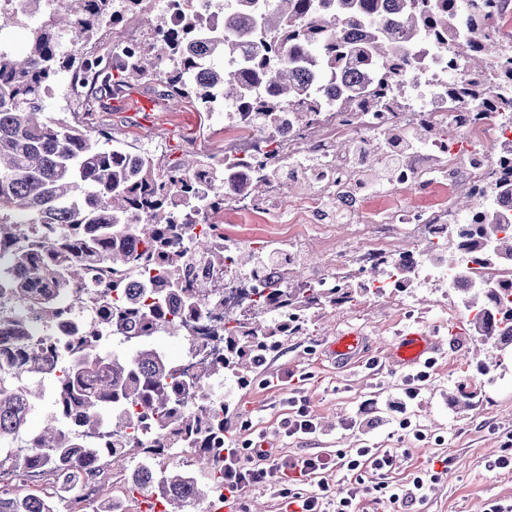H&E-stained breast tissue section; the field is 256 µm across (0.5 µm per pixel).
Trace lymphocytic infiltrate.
Returning a JSON list of instances; mask_svg holds the SVG:
<instances>
[{
	"mask_svg": "<svg viewBox=\"0 0 512 512\" xmlns=\"http://www.w3.org/2000/svg\"><path fill=\"white\" fill-rule=\"evenodd\" d=\"M393 463V452L379 448H354L333 460L317 453L304 454L285 462L268 450L251 448L225 455L224 483L242 491L274 486L285 506L296 507L297 512H354L361 489L354 487L344 496H336L329 482L322 479V471L336 465L352 475L369 469L383 478L391 472ZM438 477V470L431 467L413 479L412 491L403 493L382 481L373 486L372 492L378 502L396 505L401 512H406L408 507L424 499L427 487ZM311 479L316 480V488L303 489V482Z\"/></svg>",
	"mask_w": 512,
	"mask_h": 512,
	"instance_id": "1",
	"label": "lymphocytic infiltrate"
}]
</instances>
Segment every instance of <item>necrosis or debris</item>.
I'll list each match as a JSON object with an SVG mask.
<instances>
[{
    "label": "necrosis or debris",
    "instance_id": "4bbe7bcc",
    "mask_svg": "<svg viewBox=\"0 0 512 512\" xmlns=\"http://www.w3.org/2000/svg\"><path fill=\"white\" fill-rule=\"evenodd\" d=\"M420 74L405 88L394 111L336 110L309 121L285 109L273 125L231 124L224 128V159L209 177L194 179L198 199L216 184L225 189L226 226L251 229L250 247L264 246L260 225L275 230L288 262L303 265L305 278L323 288H377L403 292L410 288H450L471 293L503 288L512 304V260L483 264L475 232L456 241L457 264H439L432 252L448 241L449 226L459 224L455 190L466 185L479 210H495L505 235H512V197L497 194L502 168L512 161V117L483 112L467 100L448 94V71L458 63L447 48L422 42L408 51ZM427 127L426 138L412 135ZM393 163L397 181L382 195L371 190L369 167ZM309 165L310 188L276 204L275 192L257 198L243 183L249 171H278ZM331 234L347 232L323 263L311 258L313 242L306 227ZM191 280L206 281L230 311L244 312L247 295L257 288L282 285L281 266L267 265L258 277L198 258ZM212 320L189 318L185 341L190 352L181 361L185 378L204 375L216 343Z\"/></svg>",
    "mask_w": 512,
    "mask_h": 512
}]
</instances>
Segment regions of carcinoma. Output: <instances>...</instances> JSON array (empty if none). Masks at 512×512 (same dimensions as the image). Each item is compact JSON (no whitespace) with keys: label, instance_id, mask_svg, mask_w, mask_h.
<instances>
[{"label":"carcinoma","instance_id":"1","mask_svg":"<svg viewBox=\"0 0 512 512\" xmlns=\"http://www.w3.org/2000/svg\"><path fill=\"white\" fill-rule=\"evenodd\" d=\"M65 6L37 18L27 51L0 52V467L17 460L27 473L42 475L75 469L95 473L103 460L113 473L132 470L141 453L157 458L173 448L189 451L228 432L231 403L214 402L211 381L233 379L245 385L286 337L305 330L317 306L351 299L367 288L259 289L245 315L224 311L210 299L201 281L182 285L190 256L173 247L170 228L186 201L195 197L190 178L206 169L201 161L162 163L153 156L125 148L105 125L93 132L64 119L49 120L42 94L62 71L88 90L86 105L105 111V101L134 82L161 78L164 95L175 103L194 99L211 111L222 98L233 108L229 117L241 123L266 121L287 105L317 117L336 103L375 109L394 104V90L414 80L405 49L426 33L461 61L448 89L469 101L493 99L498 111L512 114V57L491 42L473 45L453 41L460 25L459 0H273L270 8L256 0H234L224 7V28L199 40L193 9L167 31L117 57L100 63L85 55L58 52L61 39L90 42L124 16L139 18L151 0H64ZM499 0H472L471 26H491ZM254 49L243 72L218 68L240 57L247 43ZM285 182L268 173L246 183L261 193ZM68 224L70 238L50 244L36 235L39 225ZM480 227L499 253L512 259V237H498L500 225L488 213ZM211 225L195 236L196 254L223 261L211 248ZM279 256L254 249L236 252L233 264L254 270ZM135 266L152 287L131 290L117 278ZM104 289L97 318L84 325L81 340L70 347L56 369V415L39 432L26 430L38 393L27 386L31 373L42 372L53 347L38 341L26 350L18 340L46 336L66 321L61 302L84 289ZM469 306L483 341L495 312L486 308L481 292ZM207 313L215 318L212 336L224 343L204 381L183 382L179 361L150 344L157 334L176 336L186 328L182 314ZM136 327L124 335L130 344L123 356L100 353L103 330ZM112 407L111 443L107 450L87 448L72 432L76 416L82 430H102L101 414ZM224 469L211 458L199 459L197 473L177 465L140 471L130 491L162 506L161 512H188L210 498ZM0 512H56L41 495L18 488L0 493Z\"/></svg>","mask_w":512,"mask_h":512}]
</instances>
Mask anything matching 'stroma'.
Instances as JSON below:
<instances>
[{
  "label": "stroma",
  "mask_w": 512,
  "mask_h": 512,
  "mask_svg": "<svg viewBox=\"0 0 512 512\" xmlns=\"http://www.w3.org/2000/svg\"><path fill=\"white\" fill-rule=\"evenodd\" d=\"M121 143L159 160L199 159L224 147L223 106L200 111L182 102L173 112H158L151 127L135 116L103 112ZM465 300L437 288L389 293L374 301L320 312L306 332L289 337L251 382L235 386L234 440H264L278 457L305 453L334 456L349 448L393 451L396 465L386 481L405 490L439 455L448 472L427 491L415 512H484L488 502L512 500V471L494 468L512 441V347L479 343L462 314ZM420 327L434 340L432 366L425 380L396 365L389 343L400 330ZM355 331L362 337L357 356L339 360L330 345L335 335ZM414 398H407V391ZM470 404L457 406L459 391ZM305 404L316 429L287 435L283 421L294 403ZM409 428H402V419Z\"/></svg>",
  "instance_id": "35a3bbf8"
}]
</instances>
